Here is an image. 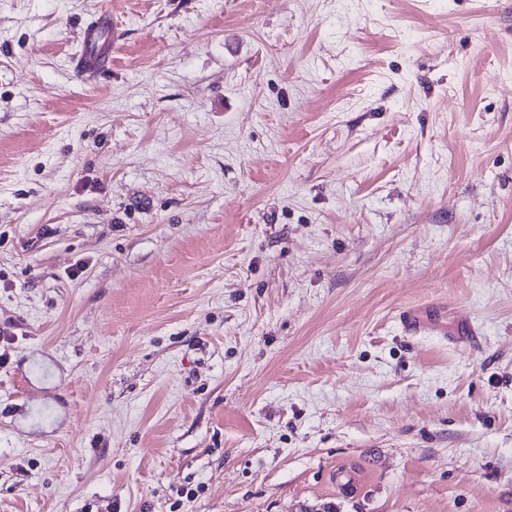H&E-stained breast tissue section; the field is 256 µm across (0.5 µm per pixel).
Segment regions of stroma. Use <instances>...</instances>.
I'll use <instances>...</instances> for the list:
<instances>
[{"instance_id": "stroma-1", "label": "stroma", "mask_w": 512, "mask_h": 512, "mask_svg": "<svg viewBox=\"0 0 512 512\" xmlns=\"http://www.w3.org/2000/svg\"><path fill=\"white\" fill-rule=\"evenodd\" d=\"M22 397L0 512H512V0H0ZM111 19V13L102 10L99 13V18L84 27L83 53L77 61V65L82 70L92 71L96 75L110 67L109 53H99L98 48L104 30L111 27Z\"/></svg>"}]
</instances>
